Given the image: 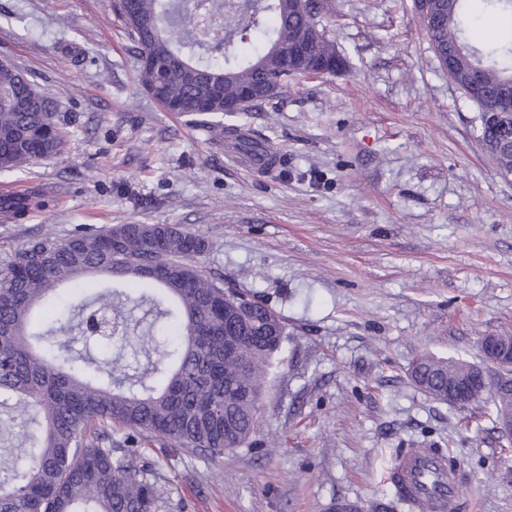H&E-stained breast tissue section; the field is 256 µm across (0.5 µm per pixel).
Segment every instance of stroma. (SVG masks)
Instances as JSON below:
<instances>
[{"mask_svg": "<svg viewBox=\"0 0 512 512\" xmlns=\"http://www.w3.org/2000/svg\"><path fill=\"white\" fill-rule=\"evenodd\" d=\"M113 3L0 0V63L68 119L57 156L0 171V189L37 193L28 216L0 221V269L47 234L178 224L208 240L207 275L259 295L288 332L251 446L215 461L146 450L164 512H407L386 472L408 448L466 469L469 512H512L493 402L442 403L407 374L425 352L484 365L480 338L512 336V174L412 0H334L324 23L345 71L224 115L283 153L268 172L147 95ZM465 23L475 44L512 38L489 0Z\"/></svg>", "mask_w": 512, "mask_h": 512, "instance_id": "obj_1", "label": "stroma"}]
</instances>
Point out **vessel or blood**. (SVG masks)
<instances>
[{
  "label": "vessel or blood",
  "mask_w": 512,
  "mask_h": 512,
  "mask_svg": "<svg viewBox=\"0 0 512 512\" xmlns=\"http://www.w3.org/2000/svg\"><path fill=\"white\" fill-rule=\"evenodd\" d=\"M440 448L406 449L390 468L388 479L414 512H448L460 497L468 475L463 468L448 469Z\"/></svg>",
  "instance_id": "vessel-or-blood-1"
}]
</instances>
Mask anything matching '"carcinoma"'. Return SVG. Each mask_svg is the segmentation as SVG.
<instances>
[{
  "mask_svg": "<svg viewBox=\"0 0 512 512\" xmlns=\"http://www.w3.org/2000/svg\"><path fill=\"white\" fill-rule=\"evenodd\" d=\"M214 0L224 21L222 52L198 38L193 0H118L116 10L136 45L140 86L155 87V60L165 65L157 103L187 116L224 115V103L254 91L249 112L273 101L298 73L273 51L307 47L304 68L336 74L345 59L326 37L327 0ZM421 15L441 63L461 89L480 74L478 108L512 96V40L477 46L462 28L465 0H428ZM244 153L268 146L225 127ZM63 123L28 74L0 64V170L57 155ZM208 249L177 224H113L67 239L45 236L0 270V435L29 441L22 458L0 470V512H159L164 495L141 448L177 447L212 458L243 448L259 425L269 378L287 337L283 319L259 296L224 286L196 260ZM68 284L80 303L70 321L81 329L93 312L112 316L110 338L136 337L150 368L130 374L120 357L75 355L49 339L35 312ZM475 365L424 353L409 376L430 396Z\"/></svg>",
  "mask_w": 512,
  "mask_h": 512,
  "instance_id": "cac0c4a2",
  "label": "carcinoma"
}]
</instances>
